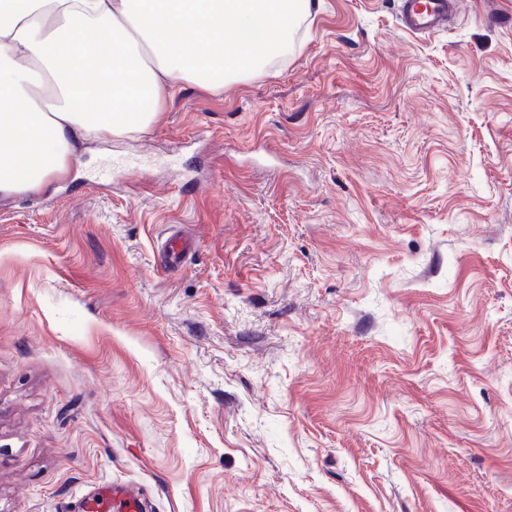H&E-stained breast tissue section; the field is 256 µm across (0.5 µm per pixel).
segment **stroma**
<instances>
[{
    "mask_svg": "<svg viewBox=\"0 0 512 512\" xmlns=\"http://www.w3.org/2000/svg\"><path fill=\"white\" fill-rule=\"evenodd\" d=\"M399 6L0 196V512H512V0ZM457 12V0H402L401 23L414 35L430 34ZM186 248L179 236H170L160 251V268L168 269L178 266L184 261ZM75 512H145L142 494L126 486L102 481L76 503Z\"/></svg>",
    "mask_w": 512,
    "mask_h": 512,
    "instance_id": "stroma-1",
    "label": "stroma"
}]
</instances>
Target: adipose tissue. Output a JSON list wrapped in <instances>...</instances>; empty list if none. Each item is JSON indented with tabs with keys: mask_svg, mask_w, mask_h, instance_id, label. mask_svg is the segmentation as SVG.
Returning <instances> with one entry per match:
<instances>
[{
	"mask_svg": "<svg viewBox=\"0 0 512 512\" xmlns=\"http://www.w3.org/2000/svg\"><path fill=\"white\" fill-rule=\"evenodd\" d=\"M312 0H0V194L64 178L77 144L141 134L181 85L288 54Z\"/></svg>",
	"mask_w": 512,
	"mask_h": 512,
	"instance_id": "1",
	"label": "adipose tissue"
}]
</instances>
